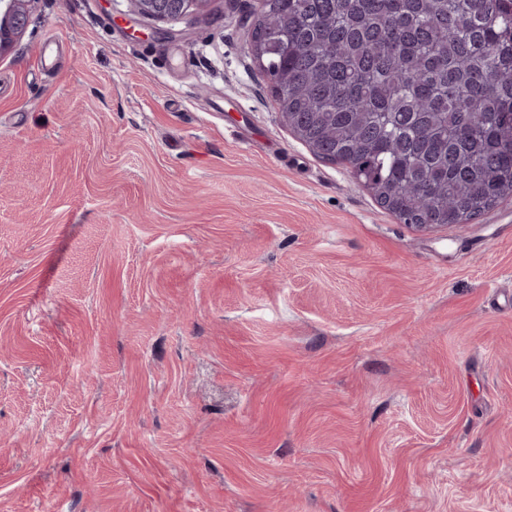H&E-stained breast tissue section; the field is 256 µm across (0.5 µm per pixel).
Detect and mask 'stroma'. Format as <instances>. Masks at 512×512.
<instances>
[{
	"mask_svg": "<svg viewBox=\"0 0 512 512\" xmlns=\"http://www.w3.org/2000/svg\"><path fill=\"white\" fill-rule=\"evenodd\" d=\"M257 5L37 0L0 58V512H512V198L407 228ZM134 11L157 20L177 19L197 13L208 0H130Z\"/></svg>",
	"mask_w": 512,
	"mask_h": 512,
	"instance_id": "35a3bbf8",
	"label": "stroma"
}]
</instances>
